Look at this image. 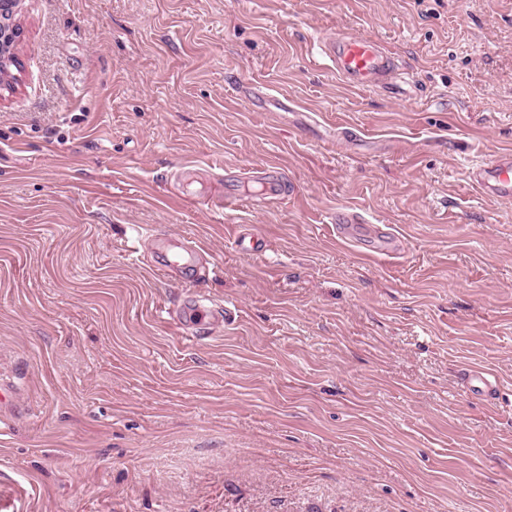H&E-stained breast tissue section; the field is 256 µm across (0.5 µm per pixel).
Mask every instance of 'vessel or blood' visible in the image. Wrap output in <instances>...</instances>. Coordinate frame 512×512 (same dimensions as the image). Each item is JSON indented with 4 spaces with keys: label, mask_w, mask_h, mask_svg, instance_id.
Masks as SVG:
<instances>
[{
    "label": "vessel or blood",
    "mask_w": 512,
    "mask_h": 512,
    "mask_svg": "<svg viewBox=\"0 0 512 512\" xmlns=\"http://www.w3.org/2000/svg\"><path fill=\"white\" fill-rule=\"evenodd\" d=\"M317 52L338 77L355 89L386 88L397 68L395 58L388 51L364 36L318 38ZM470 177L482 194L511 200L512 153L474 167ZM154 249L160 257L158 269L167 277L193 282L206 273L198 260L200 248L194 241L158 236L154 239ZM464 380L473 394L491 398L497 393L496 380L484 371L466 370Z\"/></svg>",
    "instance_id": "b4317fda"
}]
</instances>
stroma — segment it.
<instances>
[{"instance_id": "stroma-1", "label": "stroma", "mask_w": 512, "mask_h": 512, "mask_svg": "<svg viewBox=\"0 0 512 512\" xmlns=\"http://www.w3.org/2000/svg\"><path fill=\"white\" fill-rule=\"evenodd\" d=\"M15 22L0 512H512V202L469 179L512 151V0H23ZM319 35L380 43L400 96L343 85ZM338 208L399 253L340 241ZM157 233L201 246V283L155 271ZM464 380L468 389L478 396L493 398L497 393L496 380L484 371L467 369L464 373Z\"/></svg>"}]
</instances>
